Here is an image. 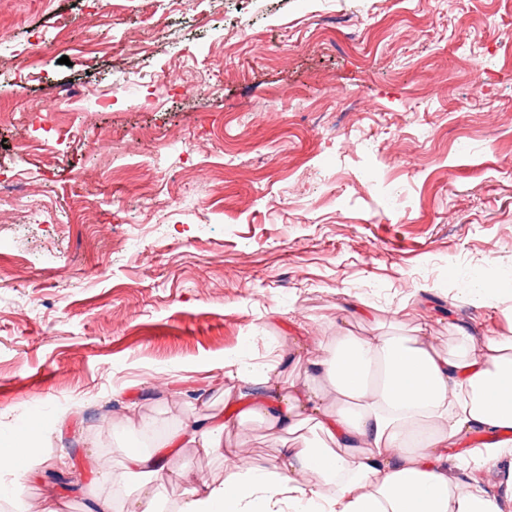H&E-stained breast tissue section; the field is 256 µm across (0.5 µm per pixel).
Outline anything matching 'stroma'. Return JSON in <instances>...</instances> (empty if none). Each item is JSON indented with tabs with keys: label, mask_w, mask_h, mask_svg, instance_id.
<instances>
[{
	"label": "stroma",
	"mask_w": 512,
	"mask_h": 512,
	"mask_svg": "<svg viewBox=\"0 0 512 512\" xmlns=\"http://www.w3.org/2000/svg\"><path fill=\"white\" fill-rule=\"evenodd\" d=\"M5 40L22 54L0 57V179L22 190L0 196V426L37 402L23 432L52 460L24 512L122 507L103 477L146 421L220 416L273 460L226 395L242 346L292 381L321 356L294 336L512 331L508 302L451 293L512 282V0H0ZM186 473L222 482L224 460L169 456L164 505ZM452 290L455 292L454 298L487 304L498 302L505 289L504 282L482 274H475L467 281L458 283L457 288H452Z\"/></svg>",
	"instance_id": "35a3bbf8"
}]
</instances>
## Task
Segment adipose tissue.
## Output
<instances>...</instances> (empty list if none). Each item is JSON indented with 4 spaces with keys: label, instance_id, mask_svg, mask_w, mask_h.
I'll return each mask as SVG.
<instances>
[{
    "label": "adipose tissue",
    "instance_id": "obj_1",
    "mask_svg": "<svg viewBox=\"0 0 512 512\" xmlns=\"http://www.w3.org/2000/svg\"><path fill=\"white\" fill-rule=\"evenodd\" d=\"M232 364L244 416L275 435L314 424V442L242 470L223 420L182 423L153 452L128 449L120 482L131 512H161L164 461L187 444L227 467L223 482L195 480L180 512H502L483 481L512 447V336L464 330L446 349L419 336H340L292 382L271 363ZM477 432L489 440L471 444ZM42 463L0 442V499L18 502Z\"/></svg>",
    "mask_w": 512,
    "mask_h": 512
}]
</instances>
